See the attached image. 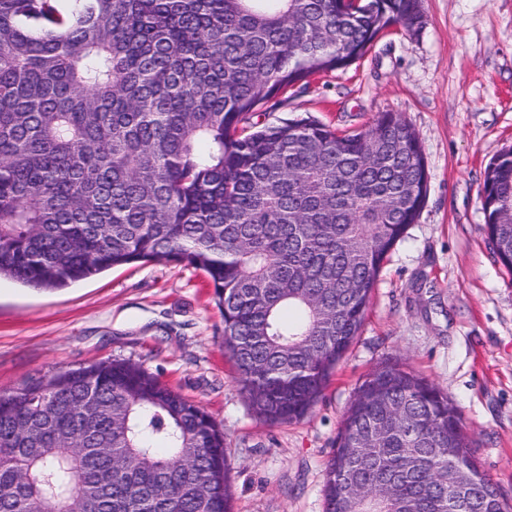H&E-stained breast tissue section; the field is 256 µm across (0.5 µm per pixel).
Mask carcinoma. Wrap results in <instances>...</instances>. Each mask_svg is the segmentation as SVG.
I'll return each instance as SVG.
<instances>
[{
  "label": "carcinoma",
  "mask_w": 512,
  "mask_h": 512,
  "mask_svg": "<svg viewBox=\"0 0 512 512\" xmlns=\"http://www.w3.org/2000/svg\"><path fill=\"white\" fill-rule=\"evenodd\" d=\"M421 0H0V277L55 290L159 260L203 271L252 413L306 417L359 330L428 171L394 112L251 130ZM482 206L512 271V148ZM224 432L132 360L0 394V512H232ZM325 512H509L448 395L401 364L357 384Z\"/></svg>",
  "instance_id": "obj_1"
}]
</instances>
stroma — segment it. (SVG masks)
<instances>
[{
  "label": "stroma",
  "instance_id": "stroma-1",
  "mask_svg": "<svg viewBox=\"0 0 512 512\" xmlns=\"http://www.w3.org/2000/svg\"><path fill=\"white\" fill-rule=\"evenodd\" d=\"M422 8L419 34L392 31L253 117L359 132L395 112L418 134L429 174L416 224L389 253L366 320L307 417L268 425L253 415L206 275L168 260L57 290L0 279V393L50 370L132 359L223 429L233 512H324V470L352 391L388 358L457 405L479 465L512 499V273L493 254L481 204L487 166L512 148V0Z\"/></svg>",
  "mask_w": 512,
  "mask_h": 512
}]
</instances>
